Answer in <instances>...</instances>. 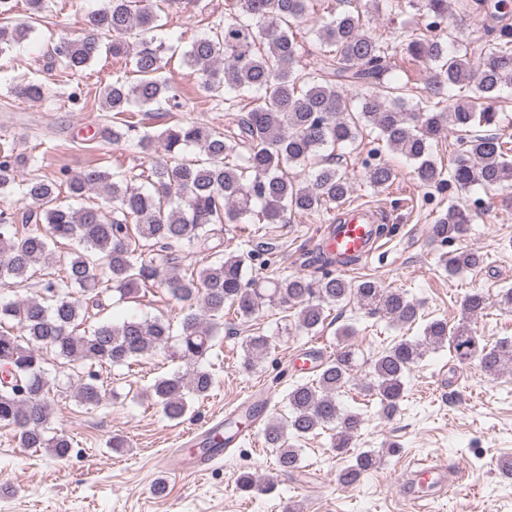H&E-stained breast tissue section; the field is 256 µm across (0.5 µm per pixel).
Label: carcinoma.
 Masks as SVG:
<instances>
[{"label": "carcinoma", "instance_id": "1", "mask_svg": "<svg viewBox=\"0 0 512 512\" xmlns=\"http://www.w3.org/2000/svg\"><path fill=\"white\" fill-rule=\"evenodd\" d=\"M25 2L29 20L19 22L16 0H0V56L27 40L34 21L52 8V0ZM409 2L426 20L419 34L383 42L365 30L360 11H344L317 28L322 67L306 71L298 68V44L290 29L308 15L313 0H237L236 12L213 23L183 52L205 97L219 104L251 100V106L230 114L222 130L176 118L187 102L163 75L174 47L159 36L164 23L153 0H107L88 13L90 29L112 35L105 45L95 37L52 44L51 59L66 73L83 72L104 53L124 63L125 70L113 73L100 91L102 111L112 113V125L101 129L100 138L114 145L135 141L143 152L160 149L163 155L133 176L119 165L110 172L89 165L54 180L38 173L21 179L20 171L33 167V156L17 152L9 141L0 145V194H17L23 203L22 213L0 219V287L20 288L41 273L35 293L0 301V427L14 431L20 447L43 448L56 459L66 458L72 448V440L52 427L53 386L43 368L47 351L71 366L69 388L88 409L106 397L101 369L172 350L187 370L155 378L145 395L165 418L177 421L214 386L202 362L224 329L227 309L245 322L268 307L293 309L298 329L313 335L323 328L326 309L350 299L397 324L411 326L422 318L419 302L371 278L352 282L328 270L315 279L251 274L256 261L267 269L274 265L269 249L217 252L210 264L188 275L168 266V253L185 246L207 250L226 224H250L255 216L261 224H286L294 214H319L343 203L352 182L333 157L366 127L378 131L381 146L415 163L421 186L465 191L476 183L487 189L512 185V142L474 133L495 125L502 91L512 88V25L488 27L489 39L476 45L435 34L448 20L449 0ZM403 54L429 72L413 95L406 86L386 83L390 60ZM359 87L371 91L355 99L344 94ZM10 94L44 100L51 89L21 78ZM163 108L172 124L157 135L142 130L139 117ZM450 128L465 136L447 170L433 159L431 146ZM190 148L199 156L185 158ZM379 153L364 161V178L385 188L397 179V170L377 160ZM308 163L317 165L309 182L290 179L288 168ZM138 179L150 188L135 185ZM63 186L73 200L101 191L112 200V210L75 207L60 199ZM475 216L470 206L450 202L430 227L431 242L448 246L461 240ZM58 244L68 247L62 275L49 270L51 247ZM483 261L479 250L468 247L440 256L450 275L475 270ZM155 288L187 304L178 331L158 317L103 318L104 294L136 299ZM486 308L485 295L472 291L461 302L456 325L434 318L420 336L382 349L358 379L359 392L381 418L392 419L412 367L427 350L444 347L459 362L477 359L488 376L511 373L512 340L488 347L476 336L473 324ZM354 334L350 325L339 327L336 356L322 361L313 378L292 385L288 416L264 424V443L282 474L299 475L303 468L301 449L288 440L320 429L331 431L336 455L348 458L338 473L340 483L354 484L377 467L371 450L347 457L363 419L337 402L357 372L356 352L348 344ZM269 344L262 334L246 337L242 369L252 370ZM236 484L244 493L273 488L249 472L240 473Z\"/></svg>", "mask_w": 512, "mask_h": 512}]
</instances>
